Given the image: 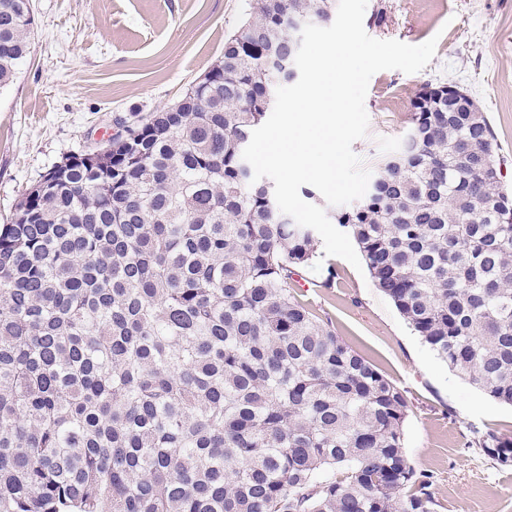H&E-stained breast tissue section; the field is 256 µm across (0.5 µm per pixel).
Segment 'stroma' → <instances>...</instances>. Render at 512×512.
I'll list each match as a JSON object with an SVG mask.
<instances>
[{
	"label": "stroma",
	"mask_w": 512,
	"mask_h": 512,
	"mask_svg": "<svg viewBox=\"0 0 512 512\" xmlns=\"http://www.w3.org/2000/svg\"><path fill=\"white\" fill-rule=\"evenodd\" d=\"M387 23L373 38L417 45L437 38L423 70L370 80L367 137L354 152L369 169L409 128L425 84H452L487 113L512 187V0H368ZM247 0H33L31 52L0 87V224L53 166L106 140L118 118L172 105L224 51ZM400 92L393 107L389 98ZM298 297L353 350L404 390L410 464L431 475L437 512H512V469L473 447L474 431L512 438V407L460 378L422 342L369 272L317 255L297 275Z\"/></svg>",
	"instance_id": "obj_1"
}]
</instances>
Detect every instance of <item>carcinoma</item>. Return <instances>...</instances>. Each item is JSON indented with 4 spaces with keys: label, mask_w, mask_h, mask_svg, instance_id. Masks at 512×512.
<instances>
[{
    "label": "carcinoma",
    "mask_w": 512,
    "mask_h": 512,
    "mask_svg": "<svg viewBox=\"0 0 512 512\" xmlns=\"http://www.w3.org/2000/svg\"><path fill=\"white\" fill-rule=\"evenodd\" d=\"M0 86L31 0H0ZM249 0L221 58L0 225V512H435L404 392L295 295L316 231L242 153L290 80L292 22ZM366 195L336 209L373 282L448 367L512 405V194L488 116L425 84ZM512 466V440L473 438Z\"/></svg>",
    "instance_id": "carcinoma-1"
}]
</instances>
